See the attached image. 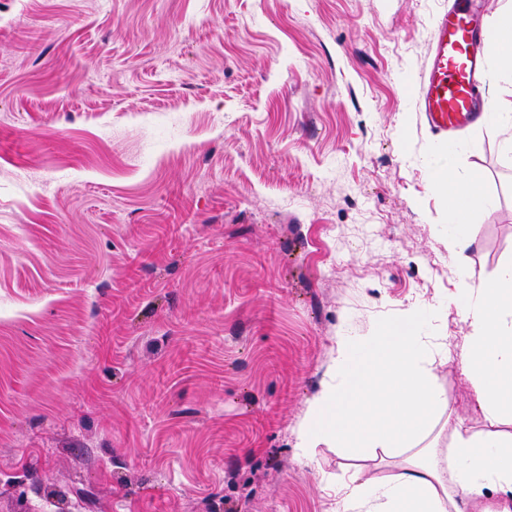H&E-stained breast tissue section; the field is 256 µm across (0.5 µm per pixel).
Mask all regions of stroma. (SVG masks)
<instances>
[{"instance_id":"obj_1","label":"stroma","mask_w":512,"mask_h":512,"mask_svg":"<svg viewBox=\"0 0 512 512\" xmlns=\"http://www.w3.org/2000/svg\"><path fill=\"white\" fill-rule=\"evenodd\" d=\"M448 0H0V512H339L298 446L339 339L412 321L457 420L464 288L512 263V72L454 141L417 80ZM480 179L467 266L442 165Z\"/></svg>"}]
</instances>
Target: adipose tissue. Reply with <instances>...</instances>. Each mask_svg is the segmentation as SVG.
<instances>
[{
  "label": "adipose tissue",
  "mask_w": 512,
  "mask_h": 512,
  "mask_svg": "<svg viewBox=\"0 0 512 512\" xmlns=\"http://www.w3.org/2000/svg\"><path fill=\"white\" fill-rule=\"evenodd\" d=\"M433 186L446 194L454 223L465 227L449 239L448 251L458 265H467L477 243L468 220L482 201L478 181L452 182L439 173ZM460 314L469 328L461 370L474 388L484 427L476 431L457 421L445 448L423 445L447 399L412 322L371 337L357 360L339 341L334 367L344 382L314 401L298 431L300 448H311L321 435L339 448L410 456L389 481L355 485L345 500L347 512H512V331L502 326L512 315V265L473 286Z\"/></svg>",
  "instance_id": "adipose-tissue-1"
}]
</instances>
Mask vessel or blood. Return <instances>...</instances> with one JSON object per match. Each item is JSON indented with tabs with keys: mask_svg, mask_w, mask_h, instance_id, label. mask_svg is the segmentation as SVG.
Returning a JSON list of instances; mask_svg holds the SVG:
<instances>
[{
	"mask_svg": "<svg viewBox=\"0 0 512 512\" xmlns=\"http://www.w3.org/2000/svg\"><path fill=\"white\" fill-rule=\"evenodd\" d=\"M488 0H453L435 20L430 60L418 78V104L431 132L448 136L488 112L478 76L484 66Z\"/></svg>",
	"mask_w": 512,
	"mask_h": 512,
	"instance_id": "1",
	"label": "vessel or blood"
}]
</instances>
